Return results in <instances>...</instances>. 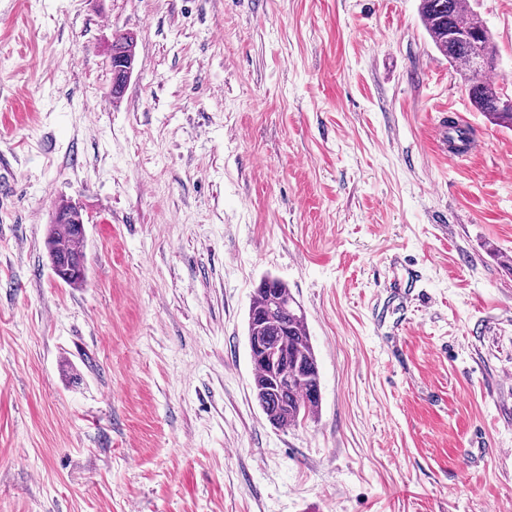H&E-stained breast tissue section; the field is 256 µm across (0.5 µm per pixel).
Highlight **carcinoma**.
Segmentation results:
<instances>
[{"label": "carcinoma", "instance_id": "1", "mask_svg": "<svg viewBox=\"0 0 512 512\" xmlns=\"http://www.w3.org/2000/svg\"><path fill=\"white\" fill-rule=\"evenodd\" d=\"M419 12L434 47L466 76L468 97L476 110L494 124L512 128V105H501L504 94L488 79L497 69L492 35L468 0H420ZM451 33L468 41L452 40ZM473 44L486 58L485 70L477 74L471 69ZM82 219L79 207L61 204L45 241L51 270L62 272L64 284L71 287L83 285L87 276L85 235L78 229ZM247 332L248 342L259 341L288 376V384L280 387L265 360H253L252 391L270 424L287 428L314 418L321 404L317 357L304 312L286 282L272 275L261 279L250 302Z\"/></svg>", "mask_w": 512, "mask_h": 512}]
</instances>
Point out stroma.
Segmentation results:
<instances>
[{"instance_id":"obj_1","label":"stroma","mask_w":512,"mask_h":512,"mask_svg":"<svg viewBox=\"0 0 512 512\" xmlns=\"http://www.w3.org/2000/svg\"><path fill=\"white\" fill-rule=\"evenodd\" d=\"M418 4L0 0V512H512V129ZM472 7L512 94V0ZM267 274L321 376L288 429L252 392ZM80 220L83 216L79 207L69 202L61 204L45 241L52 272L61 271L65 275L62 281L71 287L82 286L87 276L85 235L78 229Z\"/></svg>"}]
</instances>
